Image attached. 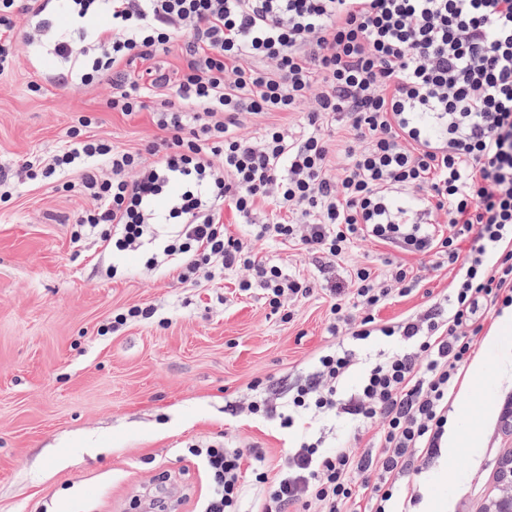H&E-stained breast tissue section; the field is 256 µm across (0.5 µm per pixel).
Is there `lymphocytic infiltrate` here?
<instances>
[{
    "mask_svg": "<svg viewBox=\"0 0 512 512\" xmlns=\"http://www.w3.org/2000/svg\"><path fill=\"white\" fill-rule=\"evenodd\" d=\"M21 14L42 31L64 17L69 34L50 48L66 64L59 86L108 83L112 110L151 109L162 136L146 152L121 150L86 136L92 119L79 117L51 162L0 174V202L26 182L79 171L93 206L78 216L75 240L94 237L182 280L246 268V288L276 312L308 288L257 258V241L294 242L334 264L368 237L457 266L445 305L382 327L377 310L413 279L401 263L385 280L370 265L351 267L330 305V330L346 339L318 357L288 412L260 396L248 405L285 429L330 414L380 423L378 463L309 442L274 469L224 443L187 449L209 479L202 512H242L249 480L266 486L265 512L311 502L319 512L360 502L391 512L396 482L441 445L480 306L512 304V0H0V73L13 65ZM175 46L184 64L172 79L151 62ZM138 61L143 77L129 78ZM268 112H299L303 122L238 133V115ZM260 200L275 219L250 239L228 236L225 209L247 220ZM441 215L446 237L435 229ZM377 331L398 349L342 397L356 346Z\"/></svg>",
    "mask_w": 512,
    "mask_h": 512,
    "instance_id": "lymphocytic-infiltrate-1",
    "label": "lymphocytic infiltrate"
}]
</instances>
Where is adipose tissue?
<instances>
[{
	"instance_id": "adipose-tissue-1",
	"label": "adipose tissue",
	"mask_w": 512,
	"mask_h": 512,
	"mask_svg": "<svg viewBox=\"0 0 512 512\" xmlns=\"http://www.w3.org/2000/svg\"><path fill=\"white\" fill-rule=\"evenodd\" d=\"M509 334H512V313L502 317L500 325L486 340L484 355L476 358L469 369L464 382L466 391L460 394L456 403L457 412L448 421V441L444 446L446 453L453 454L462 448L476 447L479 439L475 426L477 414L470 403L467 390L473 386H485L492 371L499 369L507 351L502 338Z\"/></svg>"
}]
</instances>
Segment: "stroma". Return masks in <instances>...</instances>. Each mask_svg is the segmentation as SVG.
Here are the masks:
<instances>
[{
	"label": "stroma",
	"instance_id": "1",
	"mask_svg": "<svg viewBox=\"0 0 512 512\" xmlns=\"http://www.w3.org/2000/svg\"><path fill=\"white\" fill-rule=\"evenodd\" d=\"M13 54L0 74V170L47 159L83 115L94 118L97 138L123 149L141 152L159 138L150 110L112 111L108 85L57 87L61 61L24 31ZM92 205L76 187L32 181L0 202V512H135L137 498L157 490L166 512H197L208 480L185 448L222 439L261 449L273 465L303 439L326 453L374 450L376 428L344 415L308 431L251 416L252 384L282 406L336 346L329 290L346 266L366 262L383 275L396 255L416 278L378 310L381 325L446 298L456 267L370 238L333 267L288 242L257 243L260 257L310 283L286 321L259 291H241L244 271L182 282L169 269L147 271L138 255L115 258L94 239L74 241L73 225ZM135 305L154 307L155 318L99 335ZM511 400L512 379L495 380L489 393L473 389L478 447L419 461L418 496H436L447 512H485L512 452V426L500 415ZM441 470L457 473L458 484L436 480Z\"/></svg>",
	"mask_w": 512,
	"mask_h": 512
}]
</instances>
